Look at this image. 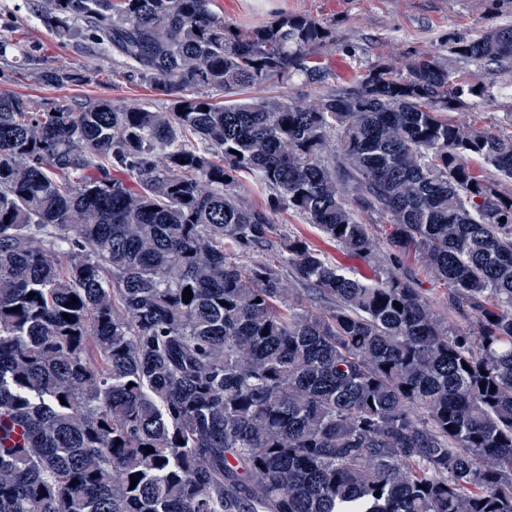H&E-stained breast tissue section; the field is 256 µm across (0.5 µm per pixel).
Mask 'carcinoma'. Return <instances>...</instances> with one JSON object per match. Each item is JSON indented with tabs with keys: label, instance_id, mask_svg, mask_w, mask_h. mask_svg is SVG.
<instances>
[{
	"label": "carcinoma",
	"instance_id": "1",
	"mask_svg": "<svg viewBox=\"0 0 512 512\" xmlns=\"http://www.w3.org/2000/svg\"><path fill=\"white\" fill-rule=\"evenodd\" d=\"M37 11L174 105L0 94V512H512V134L445 117L488 87L434 53L339 87L320 22L236 33L212 0ZM451 49L511 62L512 25ZM295 77L320 99L241 97ZM280 210L366 256L358 215L386 219L476 331L275 237ZM265 249L308 307L243 262Z\"/></svg>",
	"mask_w": 512,
	"mask_h": 512
}]
</instances>
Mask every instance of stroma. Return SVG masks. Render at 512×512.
Here are the masks:
<instances>
[{"label": "stroma", "mask_w": 512, "mask_h": 512, "mask_svg": "<svg viewBox=\"0 0 512 512\" xmlns=\"http://www.w3.org/2000/svg\"><path fill=\"white\" fill-rule=\"evenodd\" d=\"M38 0H0V93L14 94L40 105L46 102L87 99L106 100L118 105L168 110L169 97L140 80L126 77L111 56L87 43L60 41L37 18ZM213 10L230 27L247 30L282 15H306L331 33L330 43L319 48L314 62L329 74V81L347 86L374 65L396 64L423 52H438L449 68L473 83L489 84L485 96L466 98L462 108L450 111L454 121H477L512 132V63L487 64L458 60L451 54L449 38L478 37L485 29L512 24V0H213ZM37 55L44 63L75 73V82L62 86L41 82L34 67L23 64L20 54ZM273 220L278 232L303 237L326 259L363 278L390 269L415 280L422 294L434 306L446 310L455 329L471 331L475 315L448 308V290L432 280L421 261L395 260L381 234L384 221L376 215L361 214L377 235L372 255L352 256L336 241L324 236L299 215L281 212Z\"/></svg>", "instance_id": "1"}]
</instances>
